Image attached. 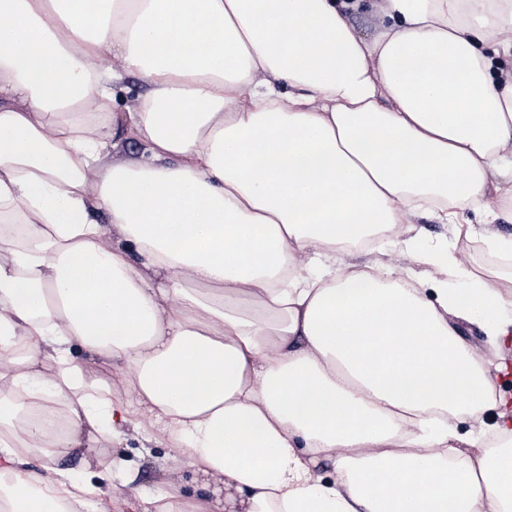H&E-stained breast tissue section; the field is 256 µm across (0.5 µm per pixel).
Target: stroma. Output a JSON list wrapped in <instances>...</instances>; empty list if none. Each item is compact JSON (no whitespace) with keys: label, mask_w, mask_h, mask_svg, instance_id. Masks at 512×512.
Wrapping results in <instances>:
<instances>
[{"label":"stroma","mask_w":512,"mask_h":512,"mask_svg":"<svg viewBox=\"0 0 512 512\" xmlns=\"http://www.w3.org/2000/svg\"><path fill=\"white\" fill-rule=\"evenodd\" d=\"M74 356L89 366L92 374L106 383L115 397L129 404L131 422L120 440L102 441L95 467L85 468L77 456L57 459L56 467L70 471L75 477L88 479L97 486L101 497L112 498V512H143L144 509L139 497L124 486L121 473L113 469L111 462L116 458L130 462L138 473L137 485L145 490L157 494L172 492L187 501L194 496L197 487L205 484L211 499L223 501V484L206 480L187 458L177 455L172 444L165 440L161 423L154 420L128 386L119 382L109 365L80 350L75 351Z\"/></svg>","instance_id":"1"}]
</instances>
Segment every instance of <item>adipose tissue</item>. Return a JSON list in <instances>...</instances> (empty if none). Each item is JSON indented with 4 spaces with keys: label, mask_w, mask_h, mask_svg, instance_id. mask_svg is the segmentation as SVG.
<instances>
[{
    "label": "adipose tissue",
    "mask_w": 512,
    "mask_h": 512,
    "mask_svg": "<svg viewBox=\"0 0 512 512\" xmlns=\"http://www.w3.org/2000/svg\"><path fill=\"white\" fill-rule=\"evenodd\" d=\"M510 58L512 0H0V491L94 495L50 461L130 409L77 344L230 512H512ZM478 210L485 273L425 231Z\"/></svg>",
    "instance_id": "adipose-tissue-1"
}]
</instances>
